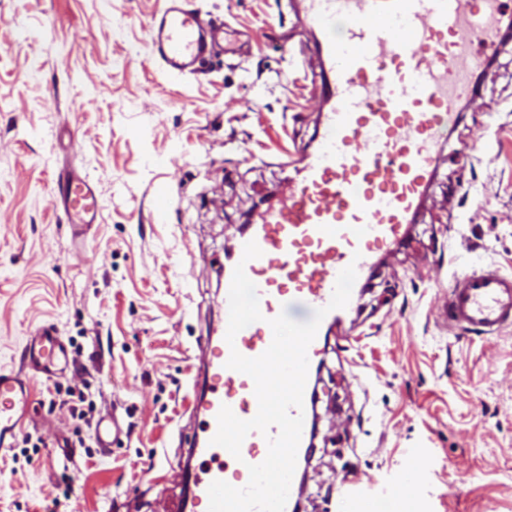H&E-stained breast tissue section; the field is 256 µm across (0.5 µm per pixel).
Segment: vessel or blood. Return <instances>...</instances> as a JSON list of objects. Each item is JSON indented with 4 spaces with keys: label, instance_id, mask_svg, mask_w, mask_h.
Masks as SVG:
<instances>
[{
    "label": "vessel or blood",
    "instance_id": "obj_1",
    "mask_svg": "<svg viewBox=\"0 0 512 512\" xmlns=\"http://www.w3.org/2000/svg\"><path fill=\"white\" fill-rule=\"evenodd\" d=\"M294 9L319 63L320 140L296 153V179L253 215L232 251L257 288L262 320L231 343L224 319L196 340L199 434L187 450L191 494L179 512H208L213 481L245 487L249 465L264 461L269 439L279 434L275 426L250 432L237 457L213 444L221 407L243 420L258 411L251 377L227 366L231 352L260 356L273 339L270 319L284 312L310 320L314 309L327 307L343 269L355 266L354 286L362 288L406 239L461 104L496 49L495 21L512 15V0H294ZM149 35L155 62L172 76L197 74L216 47L236 45L223 24L204 25L190 0H164L149 16ZM60 200L71 224L95 223L101 201L87 174L69 170ZM251 241L262 254L247 261ZM442 317L486 336L511 327L512 275L483 268L455 277ZM69 363L67 344L45 325L29 337L19 368L0 369L1 455L14 447L34 405L33 380ZM340 484L344 512H400L397 498H373L359 477Z\"/></svg>",
    "mask_w": 512,
    "mask_h": 512
}]
</instances>
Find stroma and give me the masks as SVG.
Returning <instances> with one entry per match:
<instances>
[{
  "mask_svg": "<svg viewBox=\"0 0 512 512\" xmlns=\"http://www.w3.org/2000/svg\"><path fill=\"white\" fill-rule=\"evenodd\" d=\"M157 0H0V368L54 325L79 346L36 378V410L0 455V512H169L195 428L197 336L218 321L225 250L286 155L314 146L315 57L283 55L288 0H191L250 37L194 76L163 74ZM80 167L101 194L76 238L58 200ZM512 275V40L462 104L406 242L329 340L304 512H341L357 474L405 512H512V328L487 337L437 316L454 278ZM116 417L108 449L69 393Z\"/></svg>",
  "mask_w": 512,
  "mask_h": 512,
  "instance_id": "35a3bbf8",
  "label": "stroma"
}]
</instances>
